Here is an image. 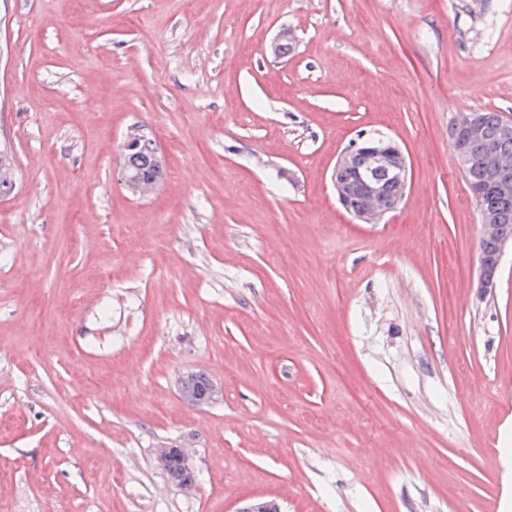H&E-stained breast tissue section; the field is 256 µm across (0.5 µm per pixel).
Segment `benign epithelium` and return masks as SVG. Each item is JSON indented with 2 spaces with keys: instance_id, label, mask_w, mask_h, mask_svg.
Segmentation results:
<instances>
[{
  "instance_id": "benign-epithelium-1",
  "label": "benign epithelium",
  "mask_w": 512,
  "mask_h": 512,
  "mask_svg": "<svg viewBox=\"0 0 512 512\" xmlns=\"http://www.w3.org/2000/svg\"><path fill=\"white\" fill-rule=\"evenodd\" d=\"M124 163L119 171V180L128 191L137 194L142 176L131 173L129 159L134 155L149 151V166L156 172L157 178H163L166 161L158 147L145 138L139 130L129 131L123 146ZM491 155L490 183L498 191L504 194H512V183L500 180L495 176V171L507 164V160L501 158L494 148H489ZM364 157V169H355V175L362 188L366 205L363 209L352 211L351 199L353 187L341 178V174L352 168L358 157ZM399 157V162H392L393 157ZM390 182L397 187V193L393 198V204L389 208L382 206L384 196V182ZM331 182L336 191L338 202L348 212H354L356 219L364 224H377L385 215L394 211L402 204L407 195L409 184V166L406 158L393 140L388 138H376L363 135L352 141L343 149L336 158L332 169ZM481 238H492L495 248L490 253L480 254V274L477 279L479 292L484 293L496 286L494 271L500 268L502 257L507 246L512 245V231L506 232L498 224L492 223V217L486 213H480ZM183 396L196 404L208 402L215 393L213 384L204 376L191 374L181 381ZM236 512H282L280 505L274 500L254 499Z\"/></svg>"
}]
</instances>
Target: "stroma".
<instances>
[{
  "label": "stroma",
  "instance_id": "stroma-1",
  "mask_svg": "<svg viewBox=\"0 0 512 512\" xmlns=\"http://www.w3.org/2000/svg\"><path fill=\"white\" fill-rule=\"evenodd\" d=\"M486 110L512 0H0V512H512V251L478 294L449 135ZM361 133L410 168L377 224L330 179ZM123 156L124 163L119 171V180L124 184L128 191L132 194L136 195L139 189V183L143 179L140 174H132L129 166V159L138 153L145 152L147 149L150 153V163L149 166L152 170L156 172V177L154 178H144V180L153 179L157 181L158 179H162L166 161L164 155L160 152L157 146H153L150 140L145 138L139 130L132 129L129 131L123 146ZM181 391L187 400L196 404H203L213 397L215 388L206 377L191 374L182 379Z\"/></svg>",
  "mask_w": 512,
  "mask_h": 512
}]
</instances>
